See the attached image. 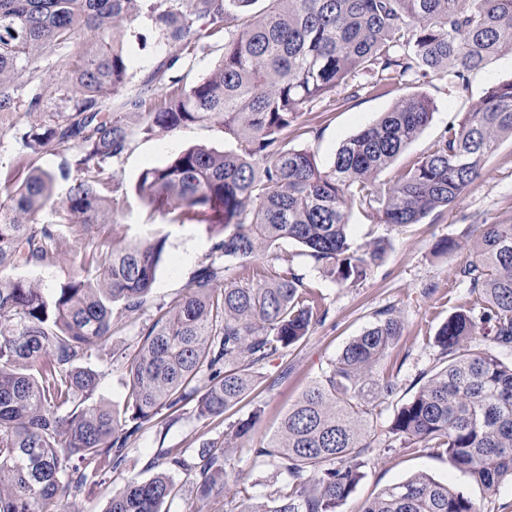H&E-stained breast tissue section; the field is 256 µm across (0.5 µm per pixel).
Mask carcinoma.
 I'll use <instances>...</instances> for the list:
<instances>
[{
    "label": "carcinoma",
    "instance_id": "carcinoma-1",
    "mask_svg": "<svg viewBox=\"0 0 512 512\" xmlns=\"http://www.w3.org/2000/svg\"><path fill=\"white\" fill-rule=\"evenodd\" d=\"M0 0V114L21 112L25 178L0 195V512H65L122 468L131 439L158 415L191 404L199 419H222L265 378L273 357L297 346L327 314L323 295L285 267L270 276L229 279L274 255L283 241L304 248L341 286L367 279L387 244L353 242L347 209L357 203L383 224H419L454 204L480 177L501 139L512 137V79L493 83L474 107L448 123L435 147L392 183L381 173L432 122V101L398 99L377 121L346 139L322 169L308 148L290 145L303 110L344 84L386 93L395 81L440 77L459 86L490 60L512 52V0ZM144 16L168 58L112 110L128 81L129 60L114 30ZM228 34L219 63L197 81L170 78L163 103L146 109L150 84L176 69L185 52ZM84 43L64 73L40 62ZM365 74L366 83H353ZM214 123L237 146H193L145 170L136 191L150 212L175 222L192 215L221 227L206 261L182 295L154 307L133 343L112 355L124 371L120 409L95 400L103 371L90 364L100 346L141 315L167 237L108 246L97 275L51 290L4 275L68 252L58 227L110 222L119 190L110 163L138 134ZM64 149L57 170L37 165ZM67 183L65 195L55 194ZM51 219H45V215ZM473 257L456 271L469 306L456 308L433 344L444 363L394 414L389 450L445 456L491 490L512 480V224H476ZM488 330L491 347L468 344ZM388 310L354 337L283 415L254 440L261 409L230 425L254 459L284 476L267 496L233 480L240 512H340L364 477L375 447L374 411L399 390L385 361L403 336ZM230 444L204 440L194 453L158 448L148 478L131 477L102 512H170L174 476L203 504L224 495ZM359 512H480L463 491L424 472L389 485Z\"/></svg>",
    "mask_w": 512,
    "mask_h": 512
}]
</instances>
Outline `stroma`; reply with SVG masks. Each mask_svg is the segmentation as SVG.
Here are the masks:
<instances>
[{"mask_svg":"<svg viewBox=\"0 0 512 512\" xmlns=\"http://www.w3.org/2000/svg\"><path fill=\"white\" fill-rule=\"evenodd\" d=\"M119 35L132 61L133 78L126 88L131 95L145 75L166 56L168 49L142 20L124 25ZM510 79L512 54H506L472 74L464 89L436 77L420 81L405 78L392 85L387 94L365 89L353 98L348 88L341 86L335 94L316 103L312 111L303 112L301 121L318 129V138L309 140L308 145L315 152L319 166L326 168L344 140L378 119L397 99L413 93L431 98L435 105L434 118L382 173V181L390 182L433 148L454 113L469 111L490 84ZM193 145L228 150L233 143L215 124H193L167 134L136 136L125 154L111 165L123 190L120 203L112 212L111 223L93 224L70 235L65 258L18 268L16 276L54 288L83 273L92 255L104 245L142 242L159 233L167 237L166 251L156 272L150 301L154 304L169 302L179 296L192 272L207 258L213 239L196 220L187 218L171 223L159 216L150 217L136 193V185L145 169L162 166L174 154ZM347 222L356 243L363 244L377 237L388 243L384 263L357 286H341L322 276L295 243H283L278 250L298 273L304 274L308 285L324 295L328 314L299 345L264 366L265 378L277 379V386L270 391L253 393L237 407L236 415L240 418L247 417L254 408H261L258 435L274 431L302 390L321 376L350 339L368 327L379 312L392 310L401 317L404 332L388 361L389 367L398 371L400 389L378 406L374 415L378 434H385L396 405L413 394L421 374L432 373L440 364L433 336L449 314L468 300L466 289L459 286L455 278V271L472 258L469 239L474 225L512 223V138L500 141L496 151L485 160L480 178L456 203L432 213L423 223L407 227L383 224L371 211L357 206L349 209ZM443 238L458 241L459 249L450 255L437 253L435 245ZM133 334V326H126L114 333L98 351L95 363L104 376L97 399L122 405L125 397L122 371L112 364L111 356L113 349L129 343ZM227 427V421H203L189 411L170 426L159 425L140 433L130 442L125 467L117 471L105 470L102 482L84 496L82 512H102L113 491L127 478L149 477L147 465L158 447L192 451L197 448L199 439L223 437ZM227 471L249 482V492L254 496L267 494L275 487V469L255 463L247 450H238L233 455L227 463ZM421 471L467 493L481 512H512V481L488 490L451 468L446 458L398 450H377L369 456L363 469L364 477L345 503L343 512H357L366 498Z\"/></svg>","mask_w":512,"mask_h":512,"instance_id":"1","label":"stroma"}]
</instances>
